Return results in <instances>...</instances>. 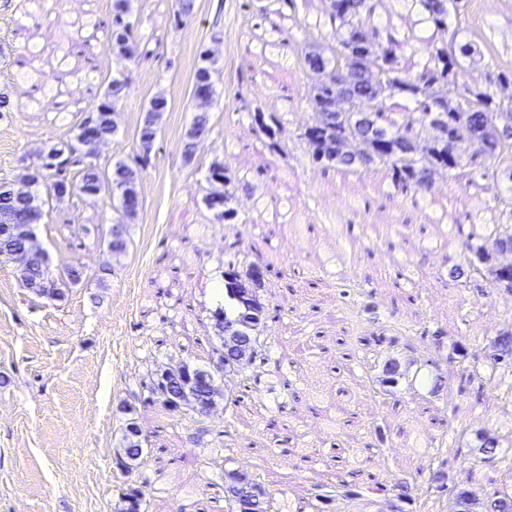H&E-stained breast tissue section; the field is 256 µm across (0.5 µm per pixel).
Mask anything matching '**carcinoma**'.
<instances>
[{"label": "carcinoma", "mask_w": 512, "mask_h": 512, "mask_svg": "<svg viewBox=\"0 0 512 512\" xmlns=\"http://www.w3.org/2000/svg\"><path fill=\"white\" fill-rule=\"evenodd\" d=\"M132 0H113L112 21L106 28V37L112 52L129 61L137 59L134 36L135 22L132 20ZM278 5L276 11L288 12V19L295 30L303 31L310 26L305 13L308 0H272ZM376 0H351L347 11L339 13L334 4H329L327 30L320 34L323 43L302 46L295 39L285 42L280 29H271L263 39L262 46L279 49L288 46L294 62L313 78L311 92L305 100L310 112L308 127L300 133L307 148L309 161L324 169L333 168L338 173L353 174L357 168L343 165L348 142L360 136V129L351 118V113L341 114L333 109L336 98L342 93V84L350 79L353 107L366 108L375 113L382 131L389 135L391 149L380 150L373 140L365 141V154L375 158L376 164L386 173L387 185L412 203L430 201L426 191L419 187L426 167L438 171L446 179L454 181L467 178L485 182L483 193L472 198L470 210L465 213L468 224L456 222L458 231L448 234V242L461 246L457 267L469 268L474 264L486 269L491 282L500 281L494 262L493 246L503 241L512 242V185L499 184L495 172L507 169L512 172V126L500 121L504 115L512 118V96L501 97L491 90L497 85L504 89L512 86V68H505L492 55L483 64L489 77V85L482 87L466 80L468 65L473 57L468 24L473 0H400L414 17V25L433 30V35L421 37L409 29L403 40H398L392 14L376 13ZM439 82H451L459 89V98L450 103L448 98L432 88ZM129 93L128 77L119 74L112 77L102 98L87 112L69 140L58 141L48 146L53 151L82 153L85 121L94 123V131L108 139L115 134L117 116ZM398 95L402 98V120L391 118V109L384 98ZM153 100L158 109L146 108L142 128L150 135L158 134L161 114L168 109V100L157 95ZM262 108L247 109L251 129L259 136L263 146L271 155L288 159V146L280 138L281 116L269 112L265 126L257 124V113ZM211 126L206 113L195 115L183 145L185 158L192 159L195 139L198 134H209ZM477 137L487 153L477 154L472 137ZM147 165L140 156L133 162L117 161L101 166L97 160L71 165L64 170L73 185V192L89 201L97 200L109 192L118 201V210L127 219L134 215L125 211L123 193L139 194V181ZM55 172L45 171L41 175L21 168L15 183L25 188L26 194L0 199V211L23 214L20 221L0 224V253L25 246L32 225L41 221L43 206L48 199L40 196V187L51 191ZM206 181L215 191L224 192V221L246 224L248 217L235 207L236 193L240 181L219 161L207 168ZM127 247L126 227L119 222L111 230L108 248L114 255L125 252ZM54 279L52 272L42 268V254L31 259L28 273L20 274L23 285L38 296L59 297L60 288L51 287L47 280ZM266 312V303L259 289L248 288L242 282L224 283V306L210 315L214 335L224 330V324L245 332L251 338L255 351H268L278 344V336L264 324L260 313ZM509 339L495 340L496 353L481 363L467 360L459 353L462 368L457 371L460 392L470 399L471 407L486 404L490 400L512 397V333L503 332ZM250 364L230 360L224 371L240 375L244 380L261 385L258 376L251 374ZM208 399L207 391L200 390L195 398L173 408L166 402L161 405L168 411L184 413V419L197 423L192 437L202 442L209 429L198 424L193 415L194 401ZM260 408L253 419L251 433L256 435L260 426L272 425L273 408L265 399L254 403ZM224 432L234 431L242 424L244 414L250 407H240V401L230 395L225 397ZM460 421L459 411L451 409L441 419V436L453 441L462 437L455 423ZM504 434L483 439V453H492L500 465V483L490 494L494 504L507 506L512 512V424L500 426ZM224 512H305L320 510L319 503L332 500V488L338 483H322L323 492L315 495L316 502L276 499L265 493L262 482L246 471L232 468L224 471ZM242 484L251 485L264 493L260 500H240L230 490ZM351 495L369 501L381 495L383 485L373 481L361 486Z\"/></svg>", "instance_id": "1"}]
</instances>
